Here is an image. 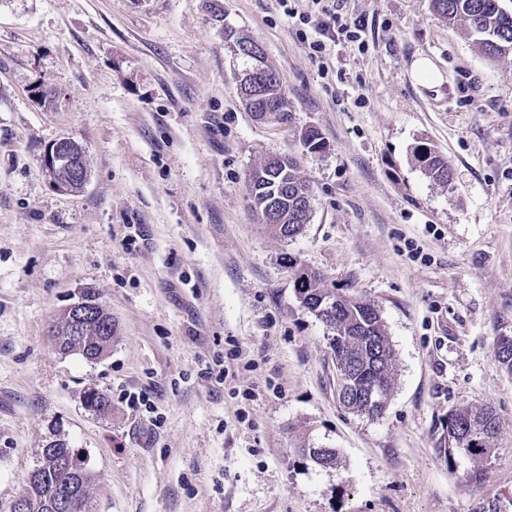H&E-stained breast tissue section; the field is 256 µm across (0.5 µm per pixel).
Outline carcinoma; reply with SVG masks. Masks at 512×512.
<instances>
[{
  "instance_id": "obj_1",
  "label": "carcinoma",
  "mask_w": 512,
  "mask_h": 512,
  "mask_svg": "<svg viewBox=\"0 0 512 512\" xmlns=\"http://www.w3.org/2000/svg\"><path fill=\"white\" fill-rule=\"evenodd\" d=\"M433 11L448 23L476 38L482 53L492 59L512 53V9L500 5V0H431ZM234 56L245 68H258L265 97L252 100L241 92L250 112H269L277 121H288L289 112L284 93V79L267 63L266 55L256 59L243 52L242 45L254 39L231 35ZM420 162L429 180L443 187L452 183V168L448 160L430 147L420 150ZM247 188L258 214H264L271 201H276L277 217L271 226L284 239L298 236L307 221L299 219L300 207L312 211L313 194L299 176L298 159L275 155L254 168L246 177ZM294 288L303 306L309 311L327 306L330 312L321 321L334 331L330 347L340 366L347 369L355 387L372 374L383 373L393 379L397 364L396 351L386 333L382 315L377 307L355 296L342 295L326 287L324 276L313 269L288 259ZM499 362L512 375V337L502 336L494 345ZM499 420L490 408L464 406L448 414V463L458 464L462 457L472 463L463 473L467 483H478L483 476L484 463L494 453V440ZM302 454L315 464L327 468L336 464L334 448H304ZM56 457H64L70 466L62 469L53 460L37 461L28 478L21 498L25 512H56L53 508L60 487L80 497L84 512H90V490L94 475L85 459L71 448L65 439H56Z\"/></svg>"
}]
</instances>
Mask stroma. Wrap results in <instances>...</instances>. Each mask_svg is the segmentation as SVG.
Returning <instances> with one entry per match:
<instances>
[{
	"mask_svg": "<svg viewBox=\"0 0 512 512\" xmlns=\"http://www.w3.org/2000/svg\"><path fill=\"white\" fill-rule=\"evenodd\" d=\"M335 3L363 32L319 55L307 0L294 18L278 0H0V512L56 436L95 476L92 512H512V375L493 349L512 336V55L486 58L430 0ZM228 29L264 47L289 122L245 108ZM421 57L440 84L415 81ZM310 126L323 150H304ZM64 136L86 151L77 193L41 165ZM424 145L450 187L426 178ZM289 153L313 208L286 240L246 176ZM290 257L381 310L382 416L339 403L332 331ZM87 290L114 325L96 362L50 338ZM467 405L500 418L474 487L445 452ZM305 447L337 449L335 467ZM420 162L429 180L443 187H449L452 183V168L448 160L430 147L420 150Z\"/></svg>",
	"mask_w": 512,
	"mask_h": 512,
	"instance_id": "obj_1",
	"label": "stroma"
}]
</instances>
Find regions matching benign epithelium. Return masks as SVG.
I'll return each instance as SVG.
<instances>
[{
	"label": "benign epithelium",
	"mask_w": 512,
	"mask_h": 512,
	"mask_svg": "<svg viewBox=\"0 0 512 512\" xmlns=\"http://www.w3.org/2000/svg\"><path fill=\"white\" fill-rule=\"evenodd\" d=\"M42 167L53 188L61 192H77L84 188L89 179L81 146L69 137L60 138L48 146L42 156ZM64 312V322L55 324L51 330L55 345L59 347L69 342L85 353L89 361H97L101 354L87 352L88 333L97 327L99 335H112V319L108 318L110 312L86 292L69 304ZM389 397L390 390L385 378L375 377L361 393L365 412L371 418L379 417L384 413Z\"/></svg>",
	"instance_id": "7a95c632"
}]
</instances>
